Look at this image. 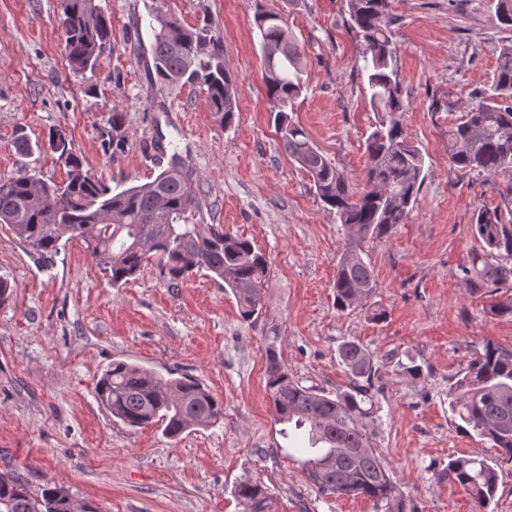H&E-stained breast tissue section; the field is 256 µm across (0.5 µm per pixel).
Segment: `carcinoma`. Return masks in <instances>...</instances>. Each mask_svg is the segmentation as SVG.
Instances as JSON below:
<instances>
[{
  "mask_svg": "<svg viewBox=\"0 0 512 512\" xmlns=\"http://www.w3.org/2000/svg\"><path fill=\"white\" fill-rule=\"evenodd\" d=\"M494 2L499 23L512 31V0ZM165 5L166 0L147 5L156 21L148 65L152 85L160 91L181 83L206 87L217 121L231 125L240 89L224 62L223 35L208 18L184 26ZM347 6L363 47L364 89L372 110L382 115L364 141L367 162L361 191L287 112L304 89L306 54L299 39L280 13L261 10L255 15L270 114L283 149L310 174L317 197L336 213V221L354 242L336 264L335 301L341 311L366 305L377 288L360 244L405 223L425 180L424 154L399 118L406 105L397 80L391 0H347ZM58 25L72 72H95L112 46L111 17L96 0H59ZM126 121V112L113 107L103 137L114 157L125 153ZM448 143L450 160L459 169L512 177V39L499 47L489 89L476 93L462 116L448 125ZM14 148L24 157L49 152L67 168L61 183L28 172L0 179V224L9 225L38 261H51L63 238H80L114 287L128 283L154 258L169 284L205 270L233 294L243 319L259 316L267 260L249 240L224 232L221 224L190 223L201 200L178 152L151 181L114 190L84 167L62 127L50 129L41 143L19 130ZM471 228L482 253L462 267L464 280L474 291H509L489 312L512 317V271L488 262L512 259V211L482 205ZM338 355L352 378L353 392L331 398L295 382L278 352L266 350L265 388L274 421L281 425L279 434L287 441L293 436L307 440V446L299 448L301 464L320 493L364 496L376 512H406L362 423L366 411L361 403L376 374L373 359L355 341L341 344ZM96 394L112 418L131 428L157 424L170 439L224 416L223 402L198 379L183 374L167 378L123 360L112 361L102 373ZM448 398L459 429L489 440L495 454L451 458L438 478L460 485L485 509L499 480L512 472V350L486 342L483 353L449 389ZM235 496L243 512H269V498L256 482L239 483ZM0 512H79V507L62 487L46 484L35 489L27 479L10 474L8 480L0 479Z\"/></svg>",
  "mask_w": 512,
  "mask_h": 512,
  "instance_id": "1",
  "label": "carcinoma"
}]
</instances>
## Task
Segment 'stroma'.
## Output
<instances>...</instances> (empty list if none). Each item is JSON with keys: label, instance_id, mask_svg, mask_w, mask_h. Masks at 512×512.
Listing matches in <instances>:
<instances>
[{"label": "stroma", "instance_id": "1", "mask_svg": "<svg viewBox=\"0 0 512 512\" xmlns=\"http://www.w3.org/2000/svg\"><path fill=\"white\" fill-rule=\"evenodd\" d=\"M112 18L111 51L96 75L72 73L57 24L59 0H0V177L66 169L52 154L25 159L17 127L45 139L65 127L87 169L111 186L152 179L144 149L174 143L202 200L198 224H220L266 258L263 313L243 320L234 296L207 272L169 286L155 263L115 288L82 241H62L52 265L0 224V276L14 290L0 305V473L64 487L85 512H242V480L259 481L270 512H374L363 497L320 494L287 458L265 389L274 347L295 381L328 396L351 391L339 346L358 341L377 373L363 404L371 441L410 512H480L459 485L438 480L452 456H487L448 403L486 341L512 349V318L488 314L499 295L470 290L461 268L478 244L479 206L512 210V181L454 167L448 125L489 88L508 36L493 0H392L399 45L401 119L426 156L427 178L408 221L364 245L378 286L368 305L338 310L333 284L348 240L288 159L269 117L257 7L286 15L304 47L305 89L293 117L355 187L365 184L363 143L375 116L364 97L359 45L347 0H167L188 25L210 17L240 87L229 127L205 87L157 91L143 0H98ZM128 115L119 158L102 146L112 107ZM385 311L377 322L373 310ZM200 379L224 417L170 439L158 426L113 422L96 397L112 361ZM418 365L420 377L406 368Z\"/></svg>", "mask_w": 512, "mask_h": 512}]
</instances>
